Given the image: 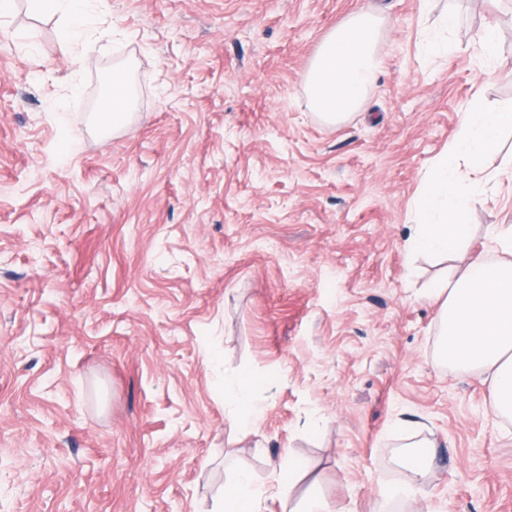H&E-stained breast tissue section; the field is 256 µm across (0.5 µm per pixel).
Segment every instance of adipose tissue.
Segmentation results:
<instances>
[{"mask_svg": "<svg viewBox=\"0 0 512 512\" xmlns=\"http://www.w3.org/2000/svg\"><path fill=\"white\" fill-rule=\"evenodd\" d=\"M91 0H33L35 10L58 17L66 38L81 32ZM384 20L357 11L321 41L305 78L310 106L337 124L358 110L380 67L377 42ZM512 109L476 108L463 114L443 160L420 199L419 222L406 242L409 255H444L470 235L468 213L482 193L486 162L497 159ZM442 299L439 355L462 370L488 373L494 411L512 417V262L470 263L458 278L435 284ZM256 382L240 371L224 378V407L240 428L259 412Z\"/></svg>", "mask_w": 512, "mask_h": 512, "instance_id": "1", "label": "adipose tissue"}]
</instances>
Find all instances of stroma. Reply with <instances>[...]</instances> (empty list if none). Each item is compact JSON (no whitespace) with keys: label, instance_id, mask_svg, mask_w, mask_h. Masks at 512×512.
Listing matches in <instances>:
<instances>
[{"label":"stroma","instance_id":"obj_1","mask_svg":"<svg viewBox=\"0 0 512 512\" xmlns=\"http://www.w3.org/2000/svg\"><path fill=\"white\" fill-rule=\"evenodd\" d=\"M361 7L385 18L380 72L331 125L305 76ZM448 11L452 48L427 55ZM126 64L133 118L99 133ZM510 70L512 0H100L70 53L17 0L0 17V512H214L242 470L260 512L313 494L512 512V420L483 371L439 360L429 293L506 261L491 235L512 177L448 258L406 250L463 112L512 108ZM236 370L264 406L244 430L224 411ZM411 437L436 442L421 475Z\"/></svg>","mask_w":512,"mask_h":512}]
</instances>
